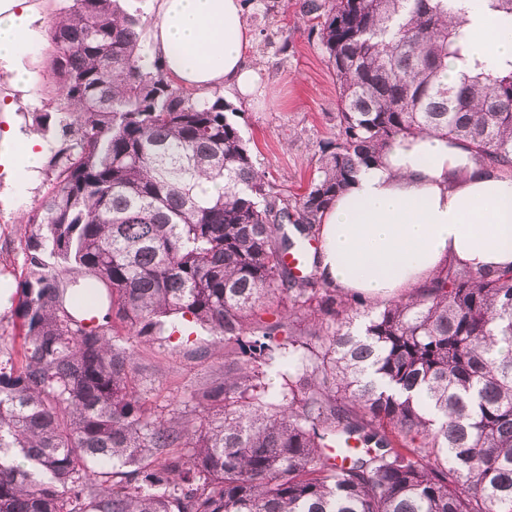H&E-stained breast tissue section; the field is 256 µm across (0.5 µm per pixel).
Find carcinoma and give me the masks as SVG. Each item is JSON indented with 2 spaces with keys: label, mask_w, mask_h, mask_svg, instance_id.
I'll use <instances>...</instances> for the list:
<instances>
[{
  "label": "carcinoma",
  "mask_w": 512,
  "mask_h": 512,
  "mask_svg": "<svg viewBox=\"0 0 512 512\" xmlns=\"http://www.w3.org/2000/svg\"><path fill=\"white\" fill-rule=\"evenodd\" d=\"M457 4L304 0L337 133L292 200L223 95L141 65V15L57 10L35 119L57 139L51 184L22 217V349L0 348V512H512V270L446 268L374 314L283 261L410 134L512 167V69L442 80L464 50ZM264 300L285 313L253 319ZM174 339L224 352L196 418L151 400L137 364Z\"/></svg>",
  "instance_id": "obj_1"
}]
</instances>
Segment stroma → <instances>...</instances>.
<instances>
[{
  "label": "stroma",
  "instance_id": "1",
  "mask_svg": "<svg viewBox=\"0 0 512 512\" xmlns=\"http://www.w3.org/2000/svg\"><path fill=\"white\" fill-rule=\"evenodd\" d=\"M302 0H254L244 13L255 39L248 62L258 68L264 89L252 105L233 104L232 119L247 141L257 167L275 192L302 194L325 142L336 135V79L317 34L301 12ZM28 66L33 73L28 100L16 114L21 134L32 136V116L47 99L45 45ZM50 186L39 173L21 202L0 201V281L17 285L25 268L20 218L38 207ZM139 363L144 384L173 408L184 409L188 394L211 379L216 357L191 359L168 346L143 347Z\"/></svg>",
  "mask_w": 512,
  "mask_h": 512
}]
</instances>
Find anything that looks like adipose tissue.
Instances as JSON below:
<instances>
[{
  "label": "adipose tissue",
  "instance_id": "obj_1",
  "mask_svg": "<svg viewBox=\"0 0 512 512\" xmlns=\"http://www.w3.org/2000/svg\"><path fill=\"white\" fill-rule=\"evenodd\" d=\"M147 38L169 76L201 95L223 91L248 102L260 87L247 55L254 37L242 0H151ZM464 58L449 59L458 80L475 62L512 66V23L466 8ZM28 0H0V65L27 91L24 59L39 39ZM49 142L0 126V171L26 195ZM318 274L347 295L383 300L429 283L447 264L496 275L512 269V178L465 142L417 133L363 169L321 217Z\"/></svg>",
  "mask_w": 512,
  "mask_h": 512
}]
</instances>
